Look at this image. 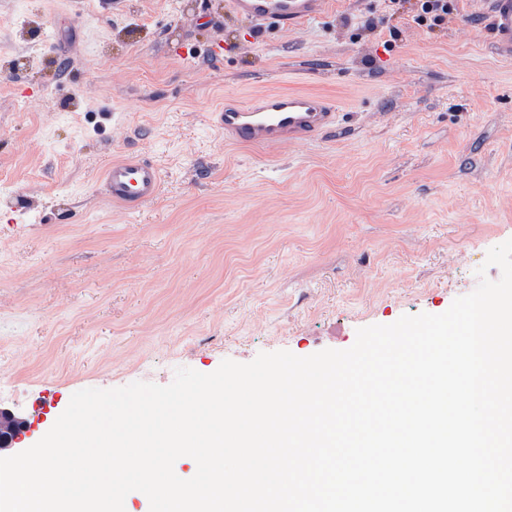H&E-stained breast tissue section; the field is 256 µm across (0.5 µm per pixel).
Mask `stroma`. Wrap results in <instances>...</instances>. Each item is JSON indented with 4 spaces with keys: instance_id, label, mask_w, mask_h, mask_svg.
Instances as JSON below:
<instances>
[{
    "instance_id": "obj_1",
    "label": "stroma",
    "mask_w": 512,
    "mask_h": 512,
    "mask_svg": "<svg viewBox=\"0 0 512 512\" xmlns=\"http://www.w3.org/2000/svg\"><path fill=\"white\" fill-rule=\"evenodd\" d=\"M224 2L0 0V409L32 424L0 457L76 391L344 350L501 276L485 261L512 239V59L485 0L432 28L334 0L295 31ZM262 90L334 99L338 130L225 142V97ZM128 155L164 175L133 211L101 191Z\"/></svg>"
}]
</instances>
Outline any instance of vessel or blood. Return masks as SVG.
Listing matches in <instances>:
<instances>
[{"label": "vessel or blood", "mask_w": 512, "mask_h": 512, "mask_svg": "<svg viewBox=\"0 0 512 512\" xmlns=\"http://www.w3.org/2000/svg\"><path fill=\"white\" fill-rule=\"evenodd\" d=\"M333 0H225L235 18L254 24L273 23L294 30L326 13ZM493 46L512 58V0H486ZM338 119L332 99L309 92H259L245 100L224 101V139L245 146L274 148L302 143L331 130ZM103 187L113 203L137 209L156 200L163 189L160 167L145 158L118 159L105 169Z\"/></svg>", "instance_id": "1"}]
</instances>
